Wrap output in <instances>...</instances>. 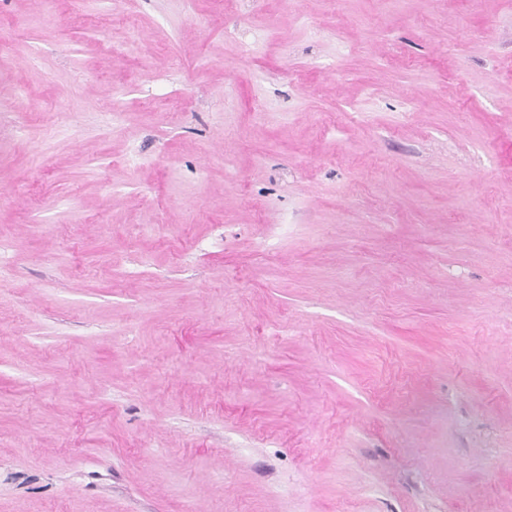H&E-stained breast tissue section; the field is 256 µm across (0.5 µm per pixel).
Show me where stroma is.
I'll list each match as a JSON object with an SVG mask.
<instances>
[{"instance_id": "stroma-1", "label": "stroma", "mask_w": 512, "mask_h": 512, "mask_svg": "<svg viewBox=\"0 0 512 512\" xmlns=\"http://www.w3.org/2000/svg\"><path fill=\"white\" fill-rule=\"evenodd\" d=\"M0 512H512V0H0Z\"/></svg>"}]
</instances>
